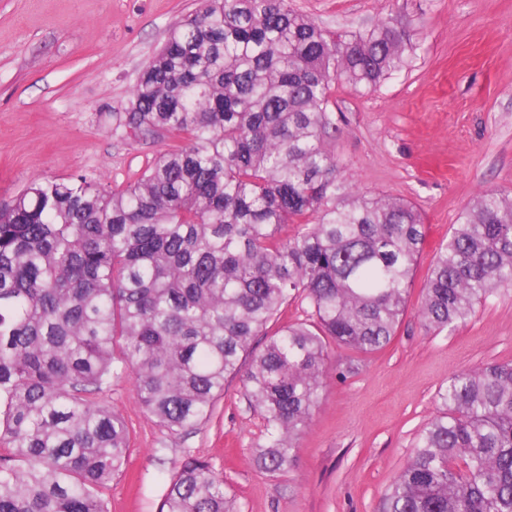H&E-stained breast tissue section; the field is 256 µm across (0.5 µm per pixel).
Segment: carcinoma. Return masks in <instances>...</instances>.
Listing matches in <instances>:
<instances>
[{"mask_svg":"<svg viewBox=\"0 0 512 512\" xmlns=\"http://www.w3.org/2000/svg\"><path fill=\"white\" fill-rule=\"evenodd\" d=\"M410 47L391 17L340 34L288 0H199L112 113L176 141L123 189L38 178L0 205V512H107L130 450L124 416L96 399L117 361L173 433L210 419L251 357L245 394L270 429L256 464L295 465L329 345L375 353L407 309L424 224L348 183L327 140L333 85L374 90ZM288 224L302 229L283 238ZM509 286L512 191L488 189L436 252L419 319L455 328ZM292 295L313 321L269 331ZM438 401L383 512H512V361L451 374ZM159 512L238 508L187 456Z\"/></svg>","mask_w":512,"mask_h":512,"instance_id":"1","label":"carcinoma"}]
</instances>
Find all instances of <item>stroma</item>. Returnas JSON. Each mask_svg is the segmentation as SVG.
I'll list each match as a JSON object with an SVG mask.
<instances>
[{
    "instance_id": "stroma-1",
    "label": "stroma",
    "mask_w": 512,
    "mask_h": 512,
    "mask_svg": "<svg viewBox=\"0 0 512 512\" xmlns=\"http://www.w3.org/2000/svg\"><path fill=\"white\" fill-rule=\"evenodd\" d=\"M330 31L395 16L412 31L406 67L373 92L336 83L330 145L346 179L410 202L426 226L411 298L391 344L333 348L337 369L297 440L292 469L257 468L269 432L228 379L211 418L168 432L139 408L123 372L103 395L131 432L108 512H158L176 465L208 460L239 512H382L437 391L458 370L512 359V287L456 330L425 334L416 302L431 261L486 189H512V0H290ZM194 0H0V204L36 178L101 172L133 183L167 144L115 128L138 74ZM354 373H346V366Z\"/></svg>"
}]
</instances>
